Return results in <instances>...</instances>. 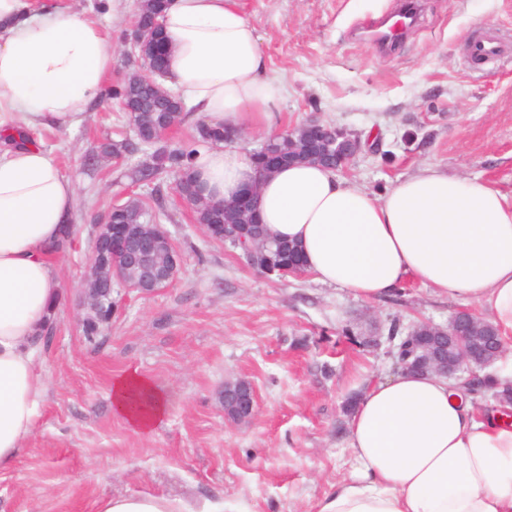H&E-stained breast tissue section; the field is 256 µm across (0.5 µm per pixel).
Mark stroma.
I'll use <instances>...</instances> for the list:
<instances>
[{"instance_id":"stroma-1","label":"stroma","mask_w":512,"mask_h":512,"mask_svg":"<svg viewBox=\"0 0 512 512\" xmlns=\"http://www.w3.org/2000/svg\"><path fill=\"white\" fill-rule=\"evenodd\" d=\"M112 34L109 85L131 68L125 37L135 0L119 11L72 0ZM284 87L279 131L315 118L373 137L344 178L376 196L423 165L477 178L512 200V0H419L413 29L385 55L358 34L390 18L394 0H239ZM495 36L501 54L471 59L472 41ZM77 198L70 246L52 257L62 301L41 348L46 392L15 464L0 471V512H96L100 499L152 495L224 512H314L347 468V401L396 371L392 325L447 324L468 306L409 280L370 302L312 276L263 275L242 252L206 237L172 179L132 185L142 154L87 155L133 138L119 100L104 98L70 129L37 130ZM159 195L163 225L186 262L175 280L143 294L119 289L110 326L85 341L79 286L94 222L121 193ZM371 336L375 345H362ZM135 370L165 390L163 421L139 433L115 413L112 383ZM257 393L251 423L224 419L229 379Z\"/></svg>"}]
</instances>
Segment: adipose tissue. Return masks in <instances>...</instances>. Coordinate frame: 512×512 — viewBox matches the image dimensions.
<instances>
[{
  "label": "adipose tissue",
  "mask_w": 512,
  "mask_h": 512,
  "mask_svg": "<svg viewBox=\"0 0 512 512\" xmlns=\"http://www.w3.org/2000/svg\"><path fill=\"white\" fill-rule=\"evenodd\" d=\"M167 83L186 110L229 132H272L282 85L238 0H169ZM112 35L67 0H0V470L32 434L44 383L40 338L61 295L49 247L71 230L76 187L28 136L78 124L104 94ZM192 175L213 202L256 186L269 238L300 246L315 281L363 300L407 279L482 309L512 341V201L478 179L423 166L384 197L316 164L257 178L235 140L197 152ZM115 412L150 431L166 395L131 371ZM349 469L317 512H512V415L476 417L438 374L375 381L349 422ZM155 496L102 500L97 512H223Z\"/></svg>",
  "instance_id": "adipose-tissue-1"
}]
</instances>
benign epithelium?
Returning <instances> with one entry per match:
<instances>
[{"label": "benign epithelium", "instance_id": "1", "mask_svg": "<svg viewBox=\"0 0 512 512\" xmlns=\"http://www.w3.org/2000/svg\"><path fill=\"white\" fill-rule=\"evenodd\" d=\"M134 50L137 63L151 55L146 31L139 25L131 26L127 38ZM165 76L161 69L135 72L139 83L155 89L163 88L157 78ZM140 144L158 147L165 142L166 135L156 132L153 124H144L134 129ZM361 152L359 136L344 132L336 151L330 153L316 143H304V156L318 159L332 169H343ZM130 194L117 196L112 207L95 224L92 256L83 279L81 322L100 317L101 302L112 298V288L124 287L153 293L168 287L185 263L184 255L177 248L167 230L161 224H114L112 214L126 207L125 199ZM206 236L216 242L231 240L241 244L250 265L257 269L265 256L264 242L259 236L251 237L244 224H204ZM477 317L470 311L455 313L445 326L426 323L415 326L410 332L414 360L400 363L403 368L418 372H431L461 379L467 372L470 383L475 369L483 368L474 358L470 343V331ZM224 403V418L227 422L241 425L250 422L256 413L257 396L250 382L239 378L224 382L221 393Z\"/></svg>", "mask_w": 512, "mask_h": 512}]
</instances>
